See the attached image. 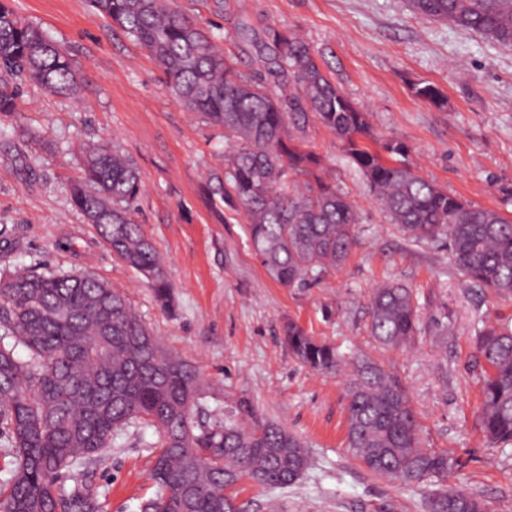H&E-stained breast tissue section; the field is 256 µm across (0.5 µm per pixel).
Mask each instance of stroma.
Masks as SVG:
<instances>
[{"label": "stroma", "mask_w": 512, "mask_h": 512, "mask_svg": "<svg viewBox=\"0 0 512 512\" xmlns=\"http://www.w3.org/2000/svg\"><path fill=\"white\" fill-rule=\"evenodd\" d=\"M21 18L66 48L79 73V102L22 87L21 110L0 114V271L89 272L122 291L171 354L203 382L248 398L258 413L299 434L312 466L295 485L241 483L247 512H426L441 485L482 494L490 512H512V447L486 441L478 426L480 388L472 364L482 322L512 319V299L470 285L443 242L412 243L388 222L336 137L310 125L306 146L322 156L326 180L355 202L362 221L346 263L316 285L286 288L256 257L242 210L206 192L227 149L169 94L149 54L120 29L92 16L87 0H7ZM223 34L238 68L256 72L254 41L274 25L319 55L323 72L368 112L381 137L410 148L426 179L478 207L512 217V48L415 17L408 0H172ZM429 82L446 97L437 108L410 86ZM115 143L140 170L136 221L173 285L163 309L144 278L112 254L70 199L83 176L82 148ZM422 299L421 331L406 350L378 345L367 305L387 281ZM296 321L309 333L353 347L393 371L408 390L424 447L460 460L446 482L406 486L367 470L349 452L339 379L301 365L283 341ZM157 435L128 430L92 466L65 478L89 487L92 512H139L155 497L150 479Z\"/></svg>", "instance_id": "1"}]
</instances>
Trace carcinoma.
I'll list each match as a JSON object with an SVG mask.
<instances>
[{"instance_id":"1","label":"carcinoma","mask_w":512,"mask_h":512,"mask_svg":"<svg viewBox=\"0 0 512 512\" xmlns=\"http://www.w3.org/2000/svg\"><path fill=\"white\" fill-rule=\"evenodd\" d=\"M132 37L163 72L173 97L203 122L224 130L231 151L210 195L241 208L255 254L271 279L293 288L342 266L358 239L359 215L348 196L321 176L323 159L304 146L319 124L341 143L390 223L411 242L443 239L468 280L512 298V220L437 187L389 140L381 150L368 113L324 74L311 47L268 26L255 42L264 72L248 75L219 45L222 36L170 7L168 0H89ZM420 18L446 21L512 48V0H409ZM79 97L70 54L0 0V113L20 111L22 84ZM413 96L438 108L427 82ZM71 199L112 254L150 283L162 307L172 285L135 220L141 193L135 162L100 143L84 159ZM369 330L387 349L411 347L419 334L417 294L386 282L368 303ZM481 366L479 423L494 445L512 447V324L477 330ZM284 340L313 372L342 379L346 448L368 470L404 485L445 478L458 461L422 446L409 394L370 356L309 334L290 320ZM26 355L18 356L17 348ZM197 371L168 353L118 289L89 273L18 271L0 278V426L10 457L0 479V512H74L89 491H66L60 478L99 460L123 432L152 429L157 452L150 477L156 498L140 512H230L234 488L249 481L285 488L312 465L305 441L257 414L245 397L210 406ZM427 512H489L479 494L444 487Z\"/></svg>"}]
</instances>
